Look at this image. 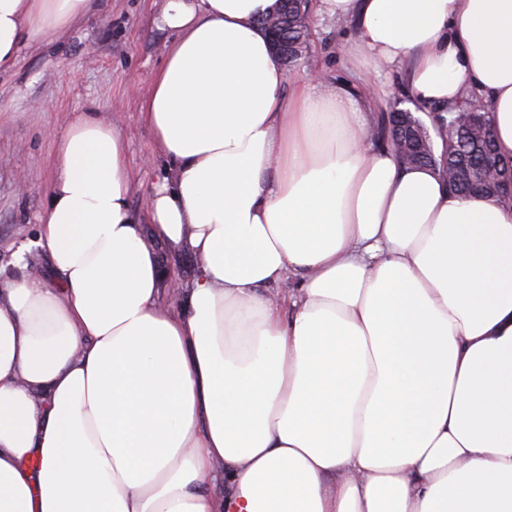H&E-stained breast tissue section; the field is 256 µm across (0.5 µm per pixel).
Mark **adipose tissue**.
I'll use <instances>...</instances> for the list:
<instances>
[{"instance_id":"adipose-tissue-1","label":"adipose tissue","mask_w":512,"mask_h":512,"mask_svg":"<svg viewBox=\"0 0 512 512\" xmlns=\"http://www.w3.org/2000/svg\"><path fill=\"white\" fill-rule=\"evenodd\" d=\"M101 0H0V71ZM277 0H164L141 118L168 174L129 214L123 136H56L0 277V512H512V199L366 138L372 100L287 82ZM434 112L470 87L512 163V0H317ZM192 254L160 303L159 247ZM223 495H215L216 480Z\"/></svg>"}]
</instances>
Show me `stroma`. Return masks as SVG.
Listing matches in <instances>:
<instances>
[{"label": "stroma", "instance_id": "1", "mask_svg": "<svg viewBox=\"0 0 512 512\" xmlns=\"http://www.w3.org/2000/svg\"><path fill=\"white\" fill-rule=\"evenodd\" d=\"M162 0H104L101 11L75 24L62 38L23 49L16 66L0 74V271L15 274L14 255L34 239L46 202L55 144L49 130L63 129L78 114L106 118L124 137L133 179L130 214L148 221L146 197L167 172L154 153L153 134L141 121L153 73L173 36L158 29ZM356 35L352 21L326 18L310 25L308 49L286 68L289 79L320 71L330 82L363 89L368 62L351 60L346 44ZM407 66L374 75L388 94L374 120L394 105L409 107Z\"/></svg>", "mask_w": 512, "mask_h": 512}]
</instances>
